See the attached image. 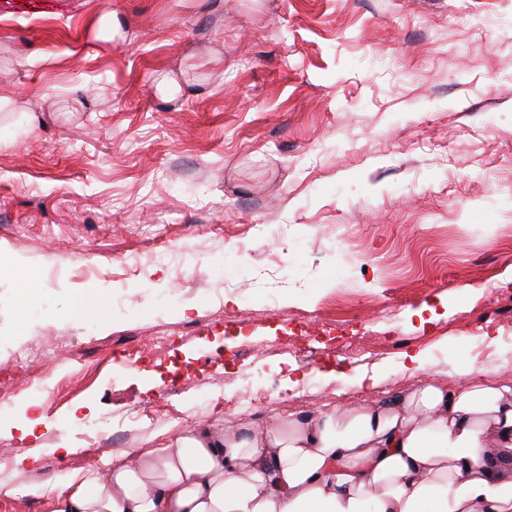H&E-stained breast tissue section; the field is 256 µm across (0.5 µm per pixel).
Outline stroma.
<instances>
[{"mask_svg": "<svg viewBox=\"0 0 512 512\" xmlns=\"http://www.w3.org/2000/svg\"><path fill=\"white\" fill-rule=\"evenodd\" d=\"M0 87V512L233 394L262 424L512 385V0H0ZM120 25L113 13L103 15L97 21L93 29V40L102 43H112L115 35H118Z\"/></svg>", "mask_w": 512, "mask_h": 512, "instance_id": "1", "label": "stroma"}]
</instances>
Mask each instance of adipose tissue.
I'll return each mask as SVG.
<instances>
[{"instance_id": "obj_1", "label": "adipose tissue", "mask_w": 512, "mask_h": 512, "mask_svg": "<svg viewBox=\"0 0 512 512\" xmlns=\"http://www.w3.org/2000/svg\"><path fill=\"white\" fill-rule=\"evenodd\" d=\"M457 376L261 428L201 419L57 477L51 512H512V386Z\"/></svg>"}]
</instances>
